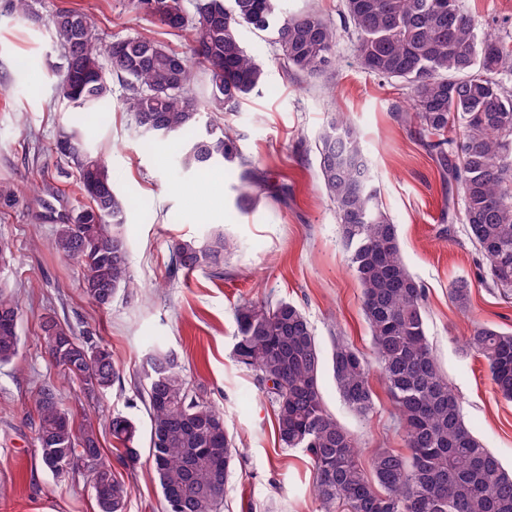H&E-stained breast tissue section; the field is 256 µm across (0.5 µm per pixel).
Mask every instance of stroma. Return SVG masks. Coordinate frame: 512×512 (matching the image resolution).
<instances>
[{"instance_id":"stroma-1","label":"stroma","mask_w":512,"mask_h":512,"mask_svg":"<svg viewBox=\"0 0 512 512\" xmlns=\"http://www.w3.org/2000/svg\"><path fill=\"white\" fill-rule=\"evenodd\" d=\"M484 28L512 43V0H459ZM288 12L318 10L339 27L334 65L316 77L285 67L276 29L242 28L247 51L266 68L264 83L238 111L219 112L244 157L266 180L252 208L235 205L242 169L228 163L207 174L180 168V138L144 134L117 99L99 112L59 111L49 66L61 49L48 19L61 9L94 18L104 42L150 37L184 50L185 35L171 34L138 14L131 0H35L24 17L0 0V186L16 191L0 199V238L9 240L15 261L0 281L23 300L22 345L0 367V512H97L89 481L57 480L46 471L29 416L36 386L53 381L63 405L79 415L105 418L119 411L147 428L148 415L136 386L143 359L155 343L174 349L193 384L224 413L239 456L224 488L221 512H320L312 491L313 470L302 451L280 448L274 408L253 371L235 362L234 307L241 300L285 299L306 315L323 348L344 337L369 350L361 289L347 266L335 206L319 178L318 136L330 113H344L360 133L380 199L398 227L401 253L425 288L427 334L466 423L485 448L512 470V402L497 396L483 359L466 352L462 335L471 324L512 329V297L478 277L487 261L467 227L442 219L445 189L426 148L399 119L410 91L402 83L365 72L354 53L355 36L345 29L342 0H281ZM78 126L93 150L104 154L115 191L126 203L125 235L136 283L101 309L82 292L79 266L50 247L60 215L77 206L73 176L51 148L59 127ZM223 228L234 246L224 257V275L173 272L170 246L176 239L203 237ZM471 284L468 309L449 297L452 283ZM54 310L76 335L103 339L122 373V385L91 398L52 366L39 338V321ZM376 409L355 415L342 401L331 369L320 389L328 410L357 439L363 460L380 445L402 447L391 401L373 379ZM132 486L127 512H163L162 496L140 457L125 470Z\"/></svg>"}]
</instances>
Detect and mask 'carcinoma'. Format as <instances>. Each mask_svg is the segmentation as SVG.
<instances>
[{
    "label": "carcinoma",
    "mask_w": 512,
    "mask_h": 512,
    "mask_svg": "<svg viewBox=\"0 0 512 512\" xmlns=\"http://www.w3.org/2000/svg\"><path fill=\"white\" fill-rule=\"evenodd\" d=\"M134 9L174 31H192L186 50L139 37L102 45L96 23L78 10L56 12L50 25L61 48L57 97L69 112L110 101L112 79L126 88L121 108L157 138L186 137L181 165L202 170L237 162L246 184L257 167L208 112H234L262 85L265 69L239 38L247 26L277 27L280 56L290 68L314 75L335 58L336 27L311 9L282 16L280 0H133ZM344 19L356 34L355 56L365 71L410 89L403 120L427 147L442 182L463 201L457 216L488 261L493 287L512 293V45L464 13L458 0H344ZM206 76L209 96L190 90L194 67ZM323 187L335 204L348 264L361 287V307L374 360L338 338L331 352L337 389L356 415L375 410L371 362L395 408L405 450L383 447L364 465L355 438L325 407L320 377L324 351L295 304L245 301L235 310L236 361L255 372L274 407L280 447L302 448L315 473L321 512H512V473L466 425L459 401L430 346L425 288L405 264L397 226L379 203L358 133L347 117L332 115L318 137ZM53 152L77 173L83 202L60 217L51 248L83 268V293L107 307L131 288L125 205L114 192L102 155L76 127H63ZM233 243L217 231L171 244L172 264L187 273L224 275ZM471 287L450 288L465 310ZM23 311L0 284V367L19 354ZM51 363L93 396L120 381L112 352L91 336L78 337L54 315L41 320ZM466 350L482 356L495 392L512 400V331L477 325ZM137 390L149 411L152 473L163 503L177 512H221L224 487L237 451L224 415L193 387L179 356L155 345L145 358ZM33 420L40 460L57 477L82 474L99 486L98 512H126L131 485L112 466L136 463L139 426L112 413L118 447H101L91 418L78 422L52 383L39 385Z\"/></svg>",
    "instance_id": "carcinoma-1"
}]
</instances>
